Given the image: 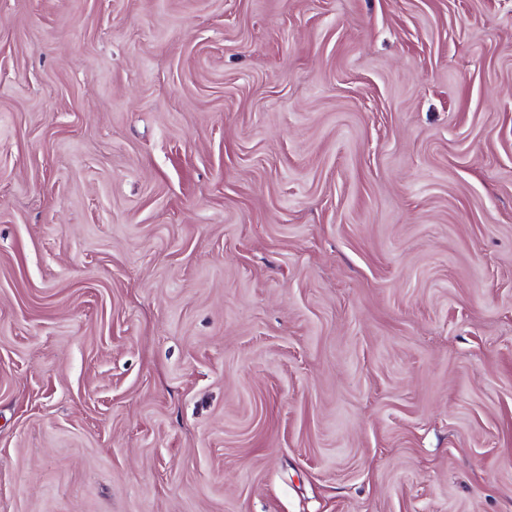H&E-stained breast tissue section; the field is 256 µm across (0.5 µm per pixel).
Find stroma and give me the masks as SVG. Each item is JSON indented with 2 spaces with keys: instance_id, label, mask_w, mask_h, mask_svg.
Returning a JSON list of instances; mask_svg holds the SVG:
<instances>
[{
  "instance_id": "obj_1",
  "label": "stroma",
  "mask_w": 512,
  "mask_h": 512,
  "mask_svg": "<svg viewBox=\"0 0 512 512\" xmlns=\"http://www.w3.org/2000/svg\"><path fill=\"white\" fill-rule=\"evenodd\" d=\"M0 512H512V0H0Z\"/></svg>"
}]
</instances>
